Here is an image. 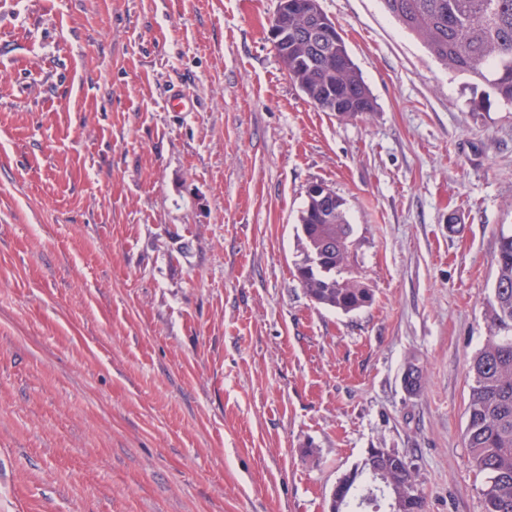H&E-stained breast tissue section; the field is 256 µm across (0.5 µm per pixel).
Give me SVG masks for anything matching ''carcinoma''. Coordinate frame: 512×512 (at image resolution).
Masks as SVG:
<instances>
[{"label":"carcinoma","mask_w":512,"mask_h":512,"mask_svg":"<svg viewBox=\"0 0 512 512\" xmlns=\"http://www.w3.org/2000/svg\"><path fill=\"white\" fill-rule=\"evenodd\" d=\"M386 11L413 34L449 72L483 83L512 104V0H382ZM306 0H288V13L272 24L285 32L274 44L277 55L296 61L291 79L321 111L350 119L376 109L362 73L341 35L321 41L306 14ZM303 255L329 253L336 271L297 270V279L316 304L358 310L372 299L371 290L349 269L352 225L343 199L320 202L307 196L300 214ZM496 281L487 301L489 336L469 363V399L464 433L472 466L486 476L481 489L483 512H512V231L500 232L495 255ZM330 495L333 512H348L356 481ZM380 495L416 482L413 468L389 460L383 480L370 479Z\"/></svg>","instance_id":"obj_1"}]
</instances>
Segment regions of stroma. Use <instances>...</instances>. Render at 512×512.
Wrapping results in <instances>:
<instances>
[{
	"label": "stroma",
	"mask_w": 512,
	"mask_h": 512,
	"mask_svg": "<svg viewBox=\"0 0 512 512\" xmlns=\"http://www.w3.org/2000/svg\"><path fill=\"white\" fill-rule=\"evenodd\" d=\"M320 3L376 111L303 95L279 0H0V512H328L372 448L425 512H483L468 366L512 105L381 0ZM314 183L373 294L351 313L294 275Z\"/></svg>",
	"instance_id": "stroma-1"
}]
</instances>
